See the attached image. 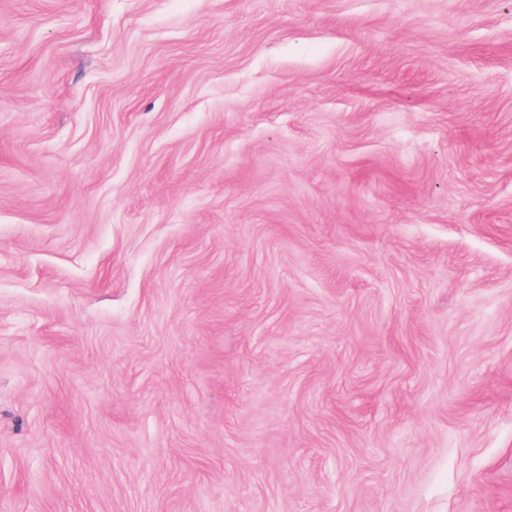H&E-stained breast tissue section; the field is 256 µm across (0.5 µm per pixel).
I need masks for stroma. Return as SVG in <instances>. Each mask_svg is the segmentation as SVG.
Segmentation results:
<instances>
[{
  "label": "stroma",
  "mask_w": 512,
  "mask_h": 512,
  "mask_svg": "<svg viewBox=\"0 0 512 512\" xmlns=\"http://www.w3.org/2000/svg\"><path fill=\"white\" fill-rule=\"evenodd\" d=\"M0 512H512V0H0Z\"/></svg>",
  "instance_id": "35a3bbf8"
}]
</instances>
